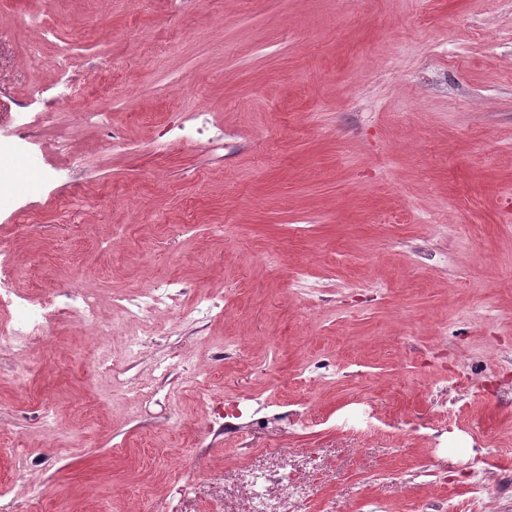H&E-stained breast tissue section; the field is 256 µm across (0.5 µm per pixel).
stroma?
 I'll return each mask as SVG.
<instances>
[{
    "label": "stroma",
    "instance_id": "1",
    "mask_svg": "<svg viewBox=\"0 0 512 512\" xmlns=\"http://www.w3.org/2000/svg\"><path fill=\"white\" fill-rule=\"evenodd\" d=\"M64 43L91 68L60 105ZM19 111L44 115L45 166L0 193L16 293L181 294L106 338L69 314L35 372L0 354V499L21 465L45 512H160L204 456L178 512H251L240 460L284 468L305 512H512V0H0L1 139ZM199 112L223 131L202 148L179 132ZM200 285L223 307L196 327ZM228 399L315 424L228 437ZM364 400L389 436L325 426ZM418 424L447 448L394 446Z\"/></svg>",
    "mask_w": 512,
    "mask_h": 512
}]
</instances>
